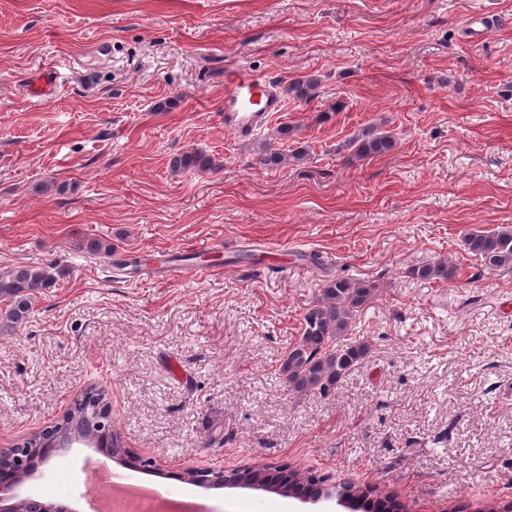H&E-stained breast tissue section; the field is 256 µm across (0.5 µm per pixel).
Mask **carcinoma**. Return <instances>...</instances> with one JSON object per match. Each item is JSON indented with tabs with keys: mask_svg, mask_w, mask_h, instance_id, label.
<instances>
[{
	"mask_svg": "<svg viewBox=\"0 0 512 512\" xmlns=\"http://www.w3.org/2000/svg\"><path fill=\"white\" fill-rule=\"evenodd\" d=\"M320 80L313 76H300L288 84V95L300 101L316 97ZM290 128L283 125L276 129L273 137L258 146L257 162L262 167L277 166L288 159L303 160L307 151L298 150L289 154L275 147L288 139ZM355 154L359 158L381 155L390 151L395 140L387 132L372 125L361 130L353 139ZM174 166L180 171H211L218 164L208 155L192 150L181 154ZM464 247L472 256L493 270L512 269V225L501 226L491 231H476L464 238ZM407 277L417 280H451L457 268L446 260L411 266ZM53 275L44 268L16 266L0 271V333H13L29 318L44 290L53 283ZM380 295V288L370 279L338 277L327 282L322 294L307 309L300 336L288 349L281 364L288 385L300 392L322 390L338 383L353 368L362 364L368 344L346 342L352 322L363 309ZM86 401L76 398L66 416L69 431L83 432V415ZM92 437L101 447L120 451L121 438L113 431L95 430ZM224 482L232 485H264L266 488L292 491L298 486L316 495L322 491L324 479L312 473H299L290 468L278 470L275 476L264 468H242L224 476ZM348 501L357 504L364 512H400L402 505L388 498L370 499L374 491L360 489L351 484L339 487Z\"/></svg>",
	"mask_w": 512,
	"mask_h": 512,
	"instance_id": "obj_1",
	"label": "carcinoma"
}]
</instances>
